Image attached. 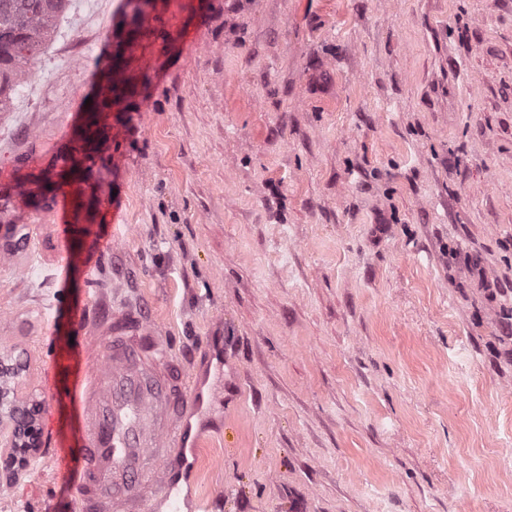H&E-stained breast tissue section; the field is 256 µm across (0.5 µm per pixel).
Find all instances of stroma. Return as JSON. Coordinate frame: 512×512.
I'll return each mask as SVG.
<instances>
[{
  "instance_id": "35a3bbf8",
  "label": "stroma",
  "mask_w": 512,
  "mask_h": 512,
  "mask_svg": "<svg viewBox=\"0 0 512 512\" xmlns=\"http://www.w3.org/2000/svg\"><path fill=\"white\" fill-rule=\"evenodd\" d=\"M109 2L72 0L0 111L19 404L80 448L81 316L126 304L221 394L157 512H512V0H154L139 31ZM28 458L0 512L64 500Z\"/></svg>"
}]
</instances>
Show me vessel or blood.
Instances as JSON below:
<instances>
[{
  "label": "vessel or blood",
  "mask_w": 512,
  "mask_h": 512,
  "mask_svg": "<svg viewBox=\"0 0 512 512\" xmlns=\"http://www.w3.org/2000/svg\"><path fill=\"white\" fill-rule=\"evenodd\" d=\"M86 371L73 391L83 447L58 452L71 487L68 512H154L177 495L172 453L197 400L172 342L133 309L103 314L82 337Z\"/></svg>",
  "instance_id": "vessel-or-blood-1"
}]
</instances>
